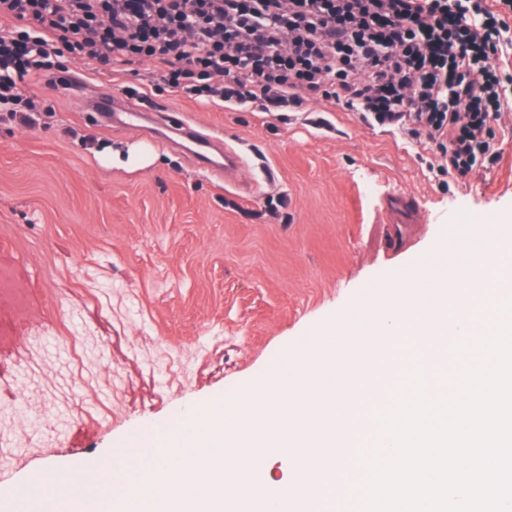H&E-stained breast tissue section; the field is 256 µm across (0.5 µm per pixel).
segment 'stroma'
<instances>
[{
	"label": "stroma",
	"instance_id": "obj_1",
	"mask_svg": "<svg viewBox=\"0 0 512 512\" xmlns=\"http://www.w3.org/2000/svg\"><path fill=\"white\" fill-rule=\"evenodd\" d=\"M83 73L118 95L161 83L147 62ZM27 88L48 109L30 126L0 121V236L49 288L56 335L79 324L107 340L105 375L48 451L58 469L77 450L90 467L130 436H168L177 416L261 380L332 321L368 328L379 298L453 234L458 202L472 220L512 224V102L491 124L501 161L460 180L430 170V151L404 132L331 101L235 112L159 88L155 123L219 132L244 155L236 187L185 146L102 122L44 83ZM134 145L155 163L124 165ZM394 193L415 198L419 221L387 260L378 212ZM85 413L99 427L85 429Z\"/></svg>",
	"mask_w": 512,
	"mask_h": 512
}]
</instances>
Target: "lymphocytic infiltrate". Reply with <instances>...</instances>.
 <instances>
[{
  "label": "lymphocytic infiltrate",
  "mask_w": 512,
  "mask_h": 512,
  "mask_svg": "<svg viewBox=\"0 0 512 512\" xmlns=\"http://www.w3.org/2000/svg\"><path fill=\"white\" fill-rule=\"evenodd\" d=\"M510 46L512 0H0V116L33 124L22 83L62 57L148 62L171 91L235 111L335 100L465 178L501 158L489 120L512 100Z\"/></svg>",
  "instance_id": "obj_1"
}]
</instances>
